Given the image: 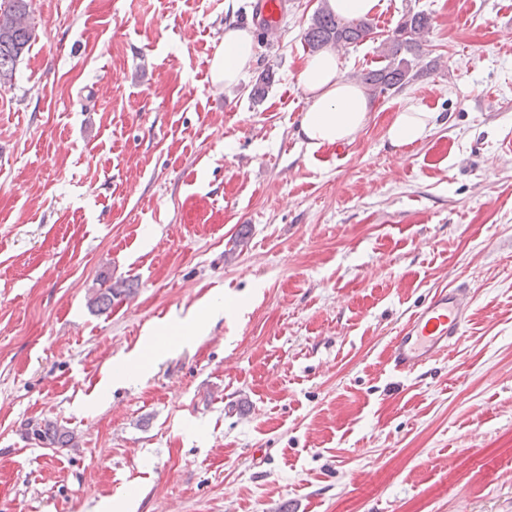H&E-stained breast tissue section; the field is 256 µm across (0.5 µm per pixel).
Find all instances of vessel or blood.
I'll list each match as a JSON object with an SVG mask.
<instances>
[{
    "mask_svg": "<svg viewBox=\"0 0 512 512\" xmlns=\"http://www.w3.org/2000/svg\"><path fill=\"white\" fill-rule=\"evenodd\" d=\"M283 0H252L251 20L259 29L276 33ZM469 318L460 289L434 292L400 332L392 337L386 361L397 372L417 369L459 338Z\"/></svg>",
    "mask_w": 512,
    "mask_h": 512,
    "instance_id": "1",
    "label": "vessel or blood"
}]
</instances>
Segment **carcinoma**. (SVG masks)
<instances>
[{"label": "carcinoma", "instance_id": "carcinoma-1", "mask_svg": "<svg viewBox=\"0 0 512 512\" xmlns=\"http://www.w3.org/2000/svg\"><path fill=\"white\" fill-rule=\"evenodd\" d=\"M430 29V18L423 13L407 14L387 35L383 52L386 64L360 74V81L369 95L385 96L403 88L423 74L419 67L422 38ZM374 34L367 19L343 20L325 7L311 17L304 39L311 51L328 45L345 47L357 44ZM34 39V27L29 18L27 0H0V85L12 81L19 58ZM129 291L125 281H116L93 300L98 310L112 306V299ZM28 434L38 442L52 447H64L73 440V432L54 421L46 420L30 426Z\"/></svg>", "mask_w": 512, "mask_h": 512}]
</instances>
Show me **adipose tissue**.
<instances>
[{"mask_svg":"<svg viewBox=\"0 0 512 512\" xmlns=\"http://www.w3.org/2000/svg\"><path fill=\"white\" fill-rule=\"evenodd\" d=\"M255 61L254 43L247 30L228 27L211 61V82L224 89L239 85ZM308 108L300 134L310 150L348 141L369 122L374 104L366 90L342 73L334 50L323 49L307 60L299 73ZM438 115L415 105L397 112L387 131L392 147L401 148L425 139Z\"/></svg>","mask_w":512,"mask_h":512,"instance_id":"adipose-tissue-1","label":"adipose tissue"}]
</instances>
